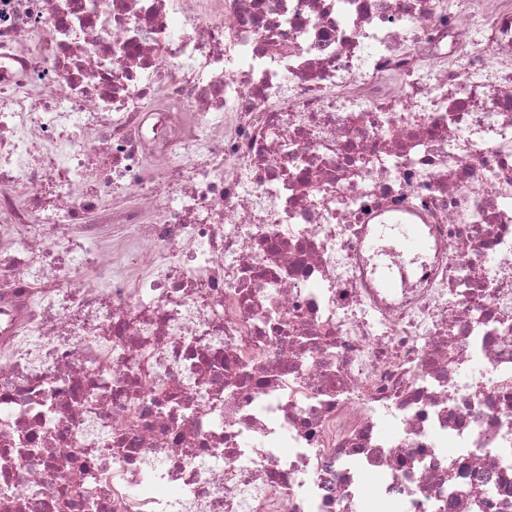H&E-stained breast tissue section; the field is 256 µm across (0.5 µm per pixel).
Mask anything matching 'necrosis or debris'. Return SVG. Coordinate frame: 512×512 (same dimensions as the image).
Wrapping results in <instances>:
<instances>
[{"label": "necrosis or debris", "mask_w": 512, "mask_h": 512, "mask_svg": "<svg viewBox=\"0 0 512 512\" xmlns=\"http://www.w3.org/2000/svg\"><path fill=\"white\" fill-rule=\"evenodd\" d=\"M0 512H512V0H0ZM394 244L395 249L401 255L417 254L426 246L425 240L417 228L411 224H405L402 232L396 236Z\"/></svg>", "instance_id": "necrosis-or-debris-1"}]
</instances>
